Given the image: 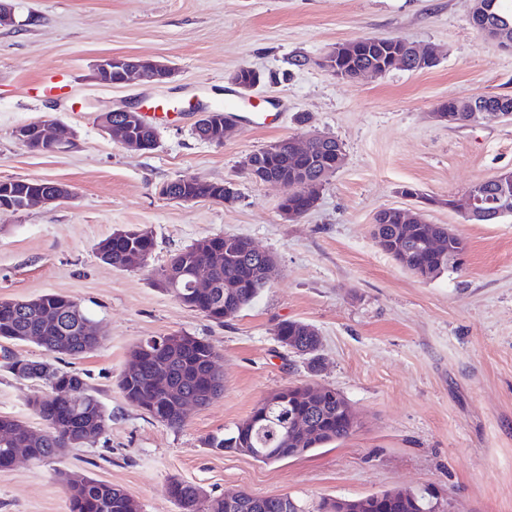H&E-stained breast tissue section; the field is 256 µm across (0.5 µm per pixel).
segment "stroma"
<instances>
[{"label":"stroma","mask_w":512,"mask_h":512,"mask_svg":"<svg viewBox=\"0 0 512 512\" xmlns=\"http://www.w3.org/2000/svg\"><path fill=\"white\" fill-rule=\"evenodd\" d=\"M5 2L14 22L0 25V181L41 179L70 196L0 212V301L56 292L81 303L101 343L60 366L88 374L112 419L95 445L0 469V512H70L64 473L121 486L141 512H178L167 492L174 477L214 495L288 494L306 506L430 485L450 512H512V217L472 223L448 207L472 184L512 170V120L451 127L431 117L449 99L512 96V52L472 25L473 0ZM360 36L400 37L434 48L438 59L429 69L355 80L316 66ZM113 54L168 63L175 75L162 85L100 83L94 64ZM299 55L307 65H292ZM243 67L264 80L241 92V111L255 106L275 119L237 127L220 146L201 141L198 111L222 107ZM54 68L70 73L69 96H30ZM127 105L153 114V150H129L102 131L99 115ZM39 120L65 129L75 148L42 153L14 139L15 127ZM313 131L341 143L344 163L315 206L288 222L279 212L287 187L251 179L242 164ZM184 177L231 182L236 197L184 203L163 194ZM406 186L426 203L402 196ZM414 206L464 239L459 268L423 281L377 244L376 214ZM131 226L154 233L148 266L103 264L96 243ZM225 233L272 253L277 275L219 326L157 279L177 249ZM285 319L318 330V374L275 341ZM170 333L207 340L224 374L223 395L190 408L178 428L150 418L116 386L140 340ZM8 354L41 360L45 352L0 340V416L42 430L28 405L40 385L12 375ZM289 383L339 391L357 414L353 434L270 465L206 446Z\"/></svg>","instance_id":"obj_1"}]
</instances>
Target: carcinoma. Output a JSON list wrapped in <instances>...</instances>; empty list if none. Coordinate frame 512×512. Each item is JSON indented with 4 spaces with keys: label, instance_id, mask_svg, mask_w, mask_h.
<instances>
[{
    "label": "carcinoma",
    "instance_id": "cac0c4a2",
    "mask_svg": "<svg viewBox=\"0 0 512 512\" xmlns=\"http://www.w3.org/2000/svg\"><path fill=\"white\" fill-rule=\"evenodd\" d=\"M487 14L474 15L472 23L484 31L499 19L512 24V0H491ZM349 54L335 59V69L349 76L362 68L395 66L409 70L412 62L409 49L403 44L379 39ZM476 108H465L459 120L470 122L472 112L487 106L512 110L510 96H483L475 99ZM224 113L210 112L203 118L201 132L206 141L224 143ZM135 137L141 139L144 150H152L157 135L148 125L135 127ZM290 140L277 142L276 150L263 149L250 155L263 174L280 178L288 184L285 205L301 213L312 206L316 183L336 172L341 144L334 138L310 144L298 161L300 172L288 168ZM223 182L199 179L190 185L173 181L163 186V194L172 199L183 195L197 198H220L226 195ZM374 237L380 246L401 267L415 276L429 280L448 269V258L464 253L465 243L456 234H448L446 224H402L397 212H378ZM156 240L152 231L132 227L118 229L96 244L98 258L115 269L124 270L133 256H153ZM263 254L250 248L246 237L234 234L211 235L195 240L177 250L169 258L178 269H209L213 287L203 291L188 286L184 278L171 293L185 306L208 320L222 325L250 305L267 286L258 275ZM78 308L76 316L64 315L54 321L45 317L48 308L59 306ZM92 320L75 300L49 292L28 300L0 301V339L33 342L47 355L64 360L77 358L96 350L100 342L84 334L83 326ZM273 335L282 348L290 346L305 353L308 370H320L321 339L316 328L304 321L282 320ZM141 360L135 367H126L118 378L123 397L143 410L150 418L171 428L181 427L186 419L183 398L191 397L203 407L224 393V376L215 362L213 347L205 340L185 333L151 336L136 346ZM12 374L20 379L38 380L44 389L35 400L41 402L39 417L48 424L40 435H28V426L21 420L0 416V469L11 467L15 457L4 449L9 438L26 442L27 458L33 463H48L61 457L66 449L76 445H94L105 433L111 420L87 382L85 375L53 366L47 360L17 359L10 364ZM287 402L268 408L258 405L252 416L235 425L228 434L205 440L210 448L239 452L241 448H276L273 457H255L264 464L277 463L305 454L315 448H325L348 438L354 424L346 413L348 400L336 399V393L319 394L311 384L284 387ZM301 411L313 420L307 435L295 436L288 431L289 414ZM72 504L71 512H131L139 508L127 492L118 485L103 482L88 475L73 477L62 474ZM168 494L179 512H224V497L211 496L200 487L172 478ZM239 512H283L282 501L276 496L259 498L241 493ZM396 512H435L428 489L402 494Z\"/></svg>",
    "mask_w": 512,
    "mask_h": 512
}]
</instances>
